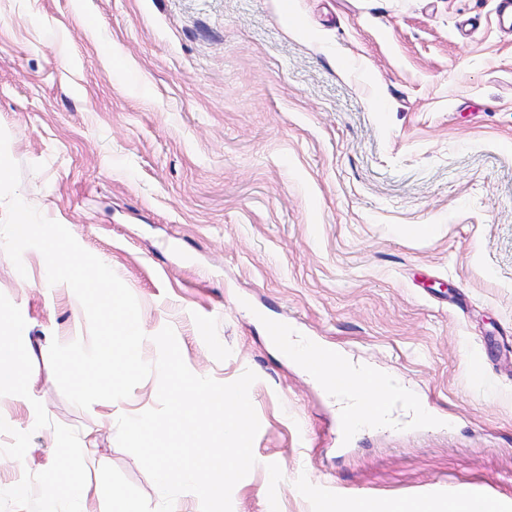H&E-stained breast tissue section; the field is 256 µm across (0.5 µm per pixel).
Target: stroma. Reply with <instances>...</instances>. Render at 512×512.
Instances as JSON below:
<instances>
[{"instance_id": "obj_1", "label": "stroma", "mask_w": 512, "mask_h": 512, "mask_svg": "<svg viewBox=\"0 0 512 512\" xmlns=\"http://www.w3.org/2000/svg\"><path fill=\"white\" fill-rule=\"evenodd\" d=\"M498 0H0V127L21 199L126 284L187 367L252 370L257 460L233 512L447 499L512 512V30ZM0 249L27 401L0 395V512H43L60 438L161 494L116 440L149 376L83 410L52 339H87L72 289ZM399 378L432 413L345 439L334 398L267 325Z\"/></svg>"}]
</instances>
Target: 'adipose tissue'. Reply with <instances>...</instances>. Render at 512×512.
Here are the masks:
<instances>
[{"instance_id":"1","label":"adipose tissue","mask_w":512,"mask_h":512,"mask_svg":"<svg viewBox=\"0 0 512 512\" xmlns=\"http://www.w3.org/2000/svg\"><path fill=\"white\" fill-rule=\"evenodd\" d=\"M346 363L347 359L340 351H333L331 359L325 361L320 369L312 370L311 375L335 398L347 436L393 426V413L398 407L404 409L413 421L431 420V413L419 403L409 401L407 390L389 376H380L375 390H365L363 375L368 371L366 365L350 364V374L346 378H338V366ZM0 392L18 399L27 393L20 351L13 342L5 339L0 341ZM59 455L67 465L65 472L49 473L42 483L43 498L51 506L62 496L74 503L82 501L90 491V485L83 477L86 466L71 446H61Z\"/></svg>"}]
</instances>
